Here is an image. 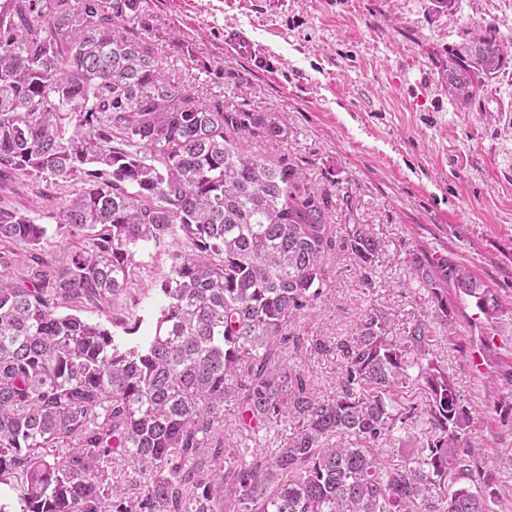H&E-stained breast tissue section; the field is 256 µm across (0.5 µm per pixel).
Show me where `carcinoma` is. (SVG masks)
Instances as JSON below:
<instances>
[{"label": "carcinoma", "instance_id": "carcinoma-1", "mask_svg": "<svg viewBox=\"0 0 512 512\" xmlns=\"http://www.w3.org/2000/svg\"><path fill=\"white\" fill-rule=\"evenodd\" d=\"M137 10L138 0H0V183L73 187L51 229L0 209V241L29 257L18 280H0V484L15 492L0 512H493L497 469L470 443L478 411L430 357L435 337L459 332L429 259L411 263L437 317L407 339L374 312L333 347L293 334L324 293L332 251L353 255L373 290L380 240L370 224L336 237L329 194L233 137L283 128L172 81L149 23L122 28ZM511 61L512 43L485 25L448 50V93L467 105ZM50 235L83 245L50 254ZM147 245L174 251L154 328L137 340L144 318L119 299ZM442 277L481 313L504 308L466 266ZM64 301L108 307L112 321L61 313ZM290 347L340 357L332 398L314 395L284 358ZM410 352L424 361L415 377ZM414 379L422 402L396 404L393 391ZM419 419L430 439L413 448ZM284 421L297 430L277 444ZM129 459L131 494L111 480Z\"/></svg>", "mask_w": 512, "mask_h": 512}]
</instances>
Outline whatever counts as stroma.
Here are the masks:
<instances>
[{"instance_id": "1", "label": "stroma", "mask_w": 512, "mask_h": 512, "mask_svg": "<svg viewBox=\"0 0 512 512\" xmlns=\"http://www.w3.org/2000/svg\"><path fill=\"white\" fill-rule=\"evenodd\" d=\"M126 24L149 22L167 76L195 98L220 97L228 109L265 112L284 136L245 139L274 164L286 159L304 184L332 189L337 227L370 224L381 241L375 288L363 294L349 257L331 256L324 298L297 319L304 337L337 341L370 310L388 314L406 338L435 320L427 288L409 256L433 268L469 267L505 302L497 318H474L473 301L444 284L458 342L483 351L481 366L439 338L464 401L488 408L471 440L479 456H499L502 508L512 507V64L474 91L469 106L448 94V51L484 24L512 40V0H461L435 11L430 0H139ZM243 29L268 67L231 54L227 32ZM68 190L19 175L0 184V208L49 221ZM125 304L149 315L170 252L148 248Z\"/></svg>"}]
</instances>
